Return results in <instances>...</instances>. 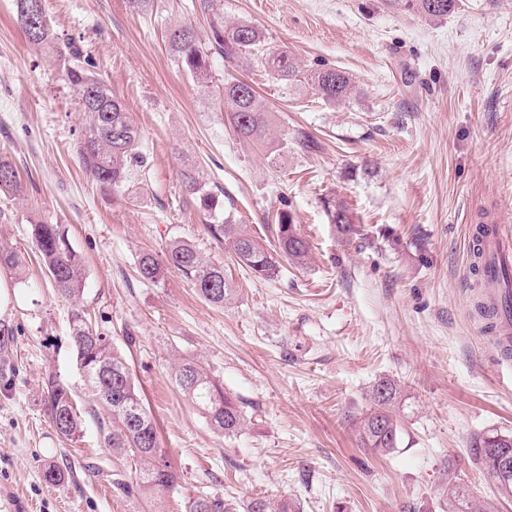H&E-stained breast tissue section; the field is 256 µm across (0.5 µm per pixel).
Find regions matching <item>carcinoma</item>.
I'll use <instances>...</instances> for the list:
<instances>
[{
	"label": "carcinoma",
	"mask_w": 512,
	"mask_h": 512,
	"mask_svg": "<svg viewBox=\"0 0 512 512\" xmlns=\"http://www.w3.org/2000/svg\"><path fill=\"white\" fill-rule=\"evenodd\" d=\"M44 0H14L16 22L28 42L42 50L53 51L64 58L62 77L77 95L79 111L85 115L86 126L77 143V155L88 178L102 188L115 191L139 174L146 166L145 156L137 150L140 137L120 99L94 71L95 63L83 54L74 42L59 44L49 25ZM389 8L423 15L434 20L448 18L458 9V0H382ZM212 39L208 49L197 45L193 31L182 26L170 34V47L178 66L189 73L202 87L216 88L222 104L220 119L244 142L270 150L273 156L288 150V144L312 151L315 141L299 133L293 141L283 138L272 145L267 137L270 115L265 112L254 87L232 77L214 82L210 58L218 55L225 61L247 53L261 52L264 39L249 24H228L224 16L214 14ZM265 62L274 77L283 81H306L330 105L346 103L354 95V85L347 72L321 68L304 72L286 50L265 54ZM186 193L205 215L214 220L209 231L219 240L229 241L237 260L258 278L279 277L283 263L303 264L309 256L308 244L301 236L290 212L276 216V249L269 250L242 224L232 223L224 216V190L211 184L196 164H186L182 171ZM0 192L20 197L24 185L14 165L0 156ZM330 223L346 242L365 239L361 225L354 223L347 204L334 197L323 200ZM31 246L43 264L47 277L57 294L72 300L83 291L85 271L82 259L70 243L68 229L62 224H30ZM25 255L0 243V266L23 274ZM169 269L177 270L189 281L206 302L222 306L233 295V288L224 277V264L204 258L196 248L184 241L167 247L164 259L143 255L138 264L142 281L156 283ZM69 343L77 368L90 387L99 409L89 415L96 419L101 443L112 449L113 486L130 495L133 491L156 497L172 489L180 479L161 448L157 425L147 410L133 381L129 364L112 344L93 328L83 307H75L69 319ZM171 377L184 399L192 404L215 432L228 438L245 428L244 411L226 392L215 375L193 359H184L171 369ZM44 411L56 433L73 441L83 432L79 411L71 386L55 373L44 378ZM401 400L400 386L392 380L377 381L370 394L369 409L353 420L360 446L374 453L387 454L399 442V423L395 407ZM512 453V435L491 432L476 442V461L484 469L501 498H512V474L504 475L497 466L498 456ZM186 512H234L219 493H200L189 499ZM247 512H288V503L273 505L256 498L247 505ZM448 512H494L491 501L473 504L464 490L451 484L448 490Z\"/></svg>",
	"instance_id": "carcinoma-1"
}]
</instances>
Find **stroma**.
I'll return each mask as SVG.
<instances>
[{
  "instance_id": "35a3bbf8",
  "label": "stroma",
  "mask_w": 512,
  "mask_h": 512,
  "mask_svg": "<svg viewBox=\"0 0 512 512\" xmlns=\"http://www.w3.org/2000/svg\"><path fill=\"white\" fill-rule=\"evenodd\" d=\"M44 7L122 100L150 172L119 193L86 177L75 93L59 61L28 43L13 0H0V156L25 184L22 198L0 195V238L26 257L24 274L0 267L10 295L0 326L13 330L0 347V512H185L203 490L292 512H448L452 473L470 497H489L474 447L487 431L512 434V363L475 310L472 231L495 215L512 227V0H460L439 22L380 0H220L225 21L257 27L267 52L346 71L355 85L354 99L333 107L307 83L274 79L259 57H213L216 79L255 86L271 141L302 130L319 144L275 161L239 141L213 89L178 67L172 27L210 44V18L192 0H155L143 13L125 0ZM188 161L264 245L274 243L271 216L291 211L310 264L273 281L240 266L183 189ZM329 195L348 202L365 242H340ZM34 220L68 227L85 260L78 301L57 296L41 270ZM174 240L223 263L230 303L209 304L174 270L155 285L140 279V256L163 257ZM76 304L127 357L180 475L160 498L113 487L112 452L94 424L64 442L44 413L52 371L82 406L95 404L67 342ZM187 356L245 411L237 436L213 433L175 388L171 365ZM382 378L402 388L401 435L377 456L358 447L349 419ZM51 464L65 480H45Z\"/></svg>"
}]
</instances>
